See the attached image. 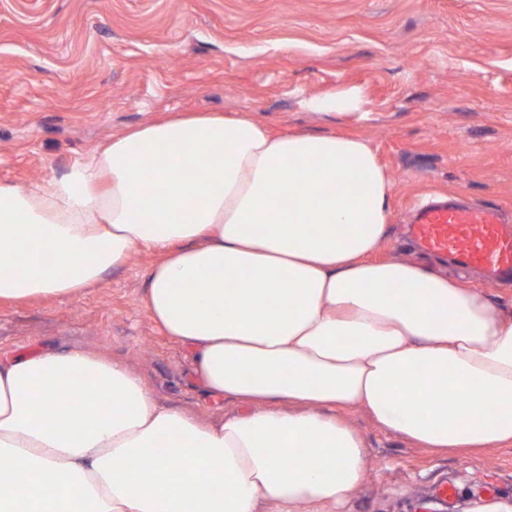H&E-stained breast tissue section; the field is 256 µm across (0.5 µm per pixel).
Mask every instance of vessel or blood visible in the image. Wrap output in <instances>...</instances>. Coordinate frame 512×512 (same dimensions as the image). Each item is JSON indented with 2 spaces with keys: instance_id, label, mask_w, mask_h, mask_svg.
Instances as JSON below:
<instances>
[{
  "instance_id": "b4317fda",
  "label": "vessel or blood",
  "mask_w": 512,
  "mask_h": 512,
  "mask_svg": "<svg viewBox=\"0 0 512 512\" xmlns=\"http://www.w3.org/2000/svg\"><path fill=\"white\" fill-rule=\"evenodd\" d=\"M411 236L423 250L485 272L488 282L512 278V227L494 206L415 204Z\"/></svg>"
}]
</instances>
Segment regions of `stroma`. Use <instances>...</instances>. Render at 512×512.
<instances>
[{"instance_id":"1","label":"stroma","mask_w":512,"mask_h":512,"mask_svg":"<svg viewBox=\"0 0 512 512\" xmlns=\"http://www.w3.org/2000/svg\"><path fill=\"white\" fill-rule=\"evenodd\" d=\"M359 91V111H308ZM175 112L246 113L276 134L352 132L389 172L380 257L421 260L409 208L431 196L512 217V0H0V183L32 187ZM157 254L135 252L68 298L0 303V360L46 347L124 364L163 405L203 420L191 351L145 307ZM369 466L343 512H471L512 500V447L440 458L359 410ZM454 482L447 502L438 486Z\"/></svg>"}]
</instances>
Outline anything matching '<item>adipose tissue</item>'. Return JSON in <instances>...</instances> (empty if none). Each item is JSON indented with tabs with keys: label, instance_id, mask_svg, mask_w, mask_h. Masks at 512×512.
<instances>
[{
	"label": "adipose tissue",
	"instance_id": "1",
	"mask_svg": "<svg viewBox=\"0 0 512 512\" xmlns=\"http://www.w3.org/2000/svg\"><path fill=\"white\" fill-rule=\"evenodd\" d=\"M392 191L359 136L214 113L0 184V302L69 297L157 251L151 317L239 407L198 421L82 350L0 361V512H339L368 466L350 408L437 455L512 447V312L377 259Z\"/></svg>",
	"mask_w": 512,
	"mask_h": 512
}]
</instances>
